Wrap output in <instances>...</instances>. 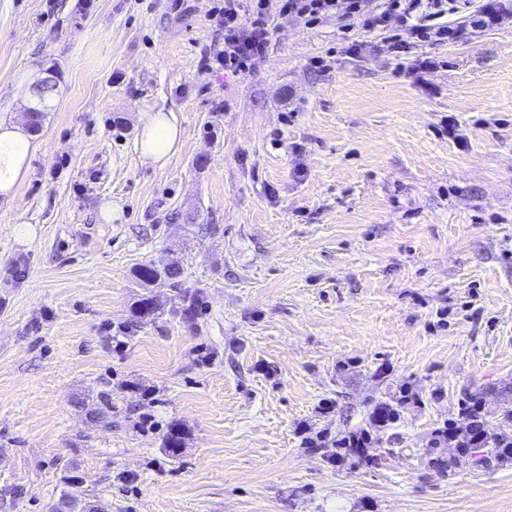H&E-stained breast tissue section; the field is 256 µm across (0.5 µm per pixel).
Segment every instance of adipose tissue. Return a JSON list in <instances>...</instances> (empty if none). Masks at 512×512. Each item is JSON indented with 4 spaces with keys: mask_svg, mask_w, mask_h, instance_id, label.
<instances>
[{
    "mask_svg": "<svg viewBox=\"0 0 512 512\" xmlns=\"http://www.w3.org/2000/svg\"><path fill=\"white\" fill-rule=\"evenodd\" d=\"M182 133L174 118L163 112L148 114L138 134L145 162L164 166L180 147ZM40 144L26 125L0 120V198L12 201L27 176L30 160Z\"/></svg>",
    "mask_w": 512,
    "mask_h": 512,
    "instance_id": "adipose-tissue-1",
    "label": "adipose tissue"
}]
</instances>
